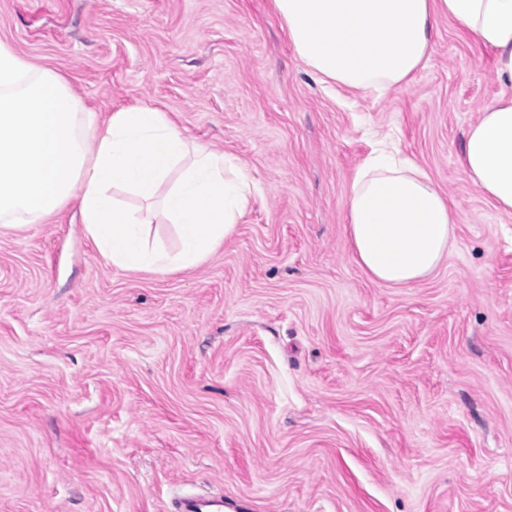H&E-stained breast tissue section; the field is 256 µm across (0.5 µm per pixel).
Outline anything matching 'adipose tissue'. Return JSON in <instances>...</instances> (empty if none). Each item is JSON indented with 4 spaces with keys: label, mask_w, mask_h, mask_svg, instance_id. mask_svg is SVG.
<instances>
[{
    "label": "adipose tissue",
    "mask_w": 512,
    "mask_h": 512,
    "mask_svg": "<svg viewBox=\"0 0 512 512\" xmlns=\"http://www.w3.org/2000/svg\"><path fill=\"white\" fill-rule=\"evenodd\" d=\"M310 71L383 93L424 67L438 16L494 52L502 87L465 134L460 163L471 182L512 214V0H274ZM134 194L125 207L115 190ZM233 156L191 144L167 113L136 106L106 121L85 111L67 82L0 42V224L42 223L78 201L96 251L128 271L194 268L231 238L255 194ZM352 256L369 278L407 288L434 274L455 243L457 214L412 158L374 150L356 169L346 202ZM178 245L150 238L155 215Z\"/></svg>",
    "instance_id": "adipose-tissue-1"
}]
</instances>
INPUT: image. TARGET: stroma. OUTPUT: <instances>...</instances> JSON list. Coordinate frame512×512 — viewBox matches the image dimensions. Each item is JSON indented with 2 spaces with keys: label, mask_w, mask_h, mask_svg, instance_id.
<instances>
[{
  "label": "stroma",
  "mask_w": 512,
  "mask_h": 512,
  "mask_svg": "<svg viewBox=\"0 0 512 512\" xmlns=\"http://www.w3.org/2000/svg\"><path fill=\"white\" fill-rule=\"evenodd\" d=\"M0 42L99 117L169 113L259 192L197 268L102 258L77 203L0 231V512H512V216L464 134L493 55L437 18L382 95L311 74L272 0H0ZM457 211L408 288L351 255L346 198L376 140Z\"/></svg>",
  "instance_id": "obj_1"
}]
</instances>
